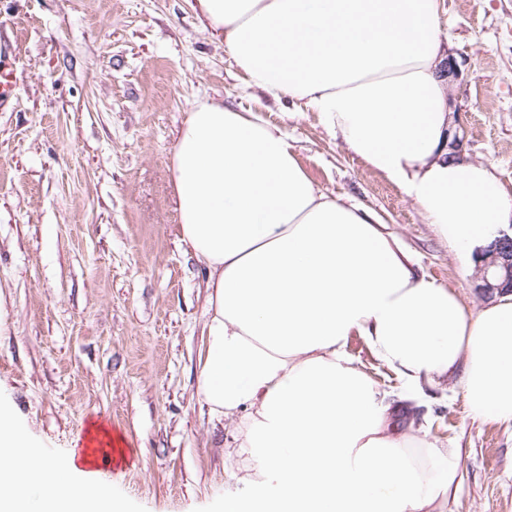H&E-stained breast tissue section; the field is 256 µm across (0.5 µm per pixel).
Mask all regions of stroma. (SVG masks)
Segmentation results:
<instances>
[{"mask_svg":"<svg viewBox=\"0 0 512 512\" xmlns=\"http://www.w3.org/2000/svg\"><path fill=\"white\" fill-rule=\"evenodd\" d=\"M452 96L470 161L512 191V0H440ZM0 414L48 457L91 423L124 439L99 471L127 512H219L245 495L230 429L197 394L207 271L181 240L171 182L178 132L210 100L279 126L326 194L374 211L429 280L486 300L419 207L349 153L317 113L247 87L189 0H0ZM345 350L380 390L398 377L359 334ZM459 450L449 512H512V426L477 419L458 390L415 401Z\"/></svg>","mask_w":512,"mask_h":512,"instance_id":"35a3bbf8","label":"stroma"}]
</instances>
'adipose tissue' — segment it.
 I'll use <instances>...</instances> for the list:
<instances>
[{
    "label": "adipose tissue",
    "instance_id": "adipose-tissue-1",
    "mask_svg": "<svg viewBox=\"0 0 512 512\" xmlns=\"http://www.w3.org/2000/svg\"><path fill=\"white\" fill-rule=\"evenodd\" d=\"M250 87L318 113L401 187L463 258L512 227V193L450 160L439 0H193ZM182 240L207 270L197 396L232 429L222 512H444L457 448L439 447L347 356L361 333L405 392L456 378L478 418L512 425V293L469 310L420 275L366 207L320 191L287 136L200 101L173 150ZM102 425L60 458L0 418V512H125L100 476Z\"/></svg>",
    "mask_w": 512,
    "mask_h": 512
}]
</instances>
